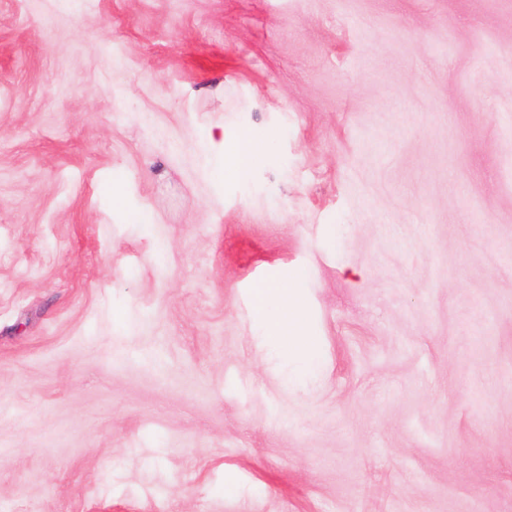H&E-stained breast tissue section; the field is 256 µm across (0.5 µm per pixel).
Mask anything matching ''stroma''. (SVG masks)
Here are the masks:
<instances>
[{"instance_id":"35a3bbf8","label":"stroma","mask_w":512,"mask_h":512,"mask_svg":"<svg viewBox=\"0 0 512 512\" xmlns=\"http://www.w3.org/2000/svg\"><path fill=\"white\" fill-rule=\"evenodd\" d=\"M0 512H512V0H0ZM204 146L208 153L221 157L226 160L228 156V165L226 164L224 171L228 174L246 178L251 173L252 161L260 152V146L257 141L248 134L240 135L235 142L226 148L224 142V128L217 125L211 127L204 138ZM303 283L299 274L288 283L262 284L253 288V316L264 335L294 364L288 386H296L320 366L317 339L303 313Z\"/></svg>"}]
</instances>
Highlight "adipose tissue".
Segmentation results:
<instances>
[{"mask_svg":"<svg viewBox=\"0 0 512 512\" xmlns=\"http://www.w3.org/2000/svg\"><path fill=\"white\" fill-rule=\"evenodd\" d=\"M204 146L208 153L227 157L228 174L248 177L252 162L260 152L256 140L250 135H240L233 144H225L224 128L211 127ZM303 283L301 276H293L281 284H263L253 290V316L265 335L273 341L282 354L293 363L294 370L287 379L296 386L320 366L317 339L310 332L303 313Z\"/></svg>","mask_w":512,"mask_h":512,"instance_id":"1","label":"adipose tissue"}]
</instances>
